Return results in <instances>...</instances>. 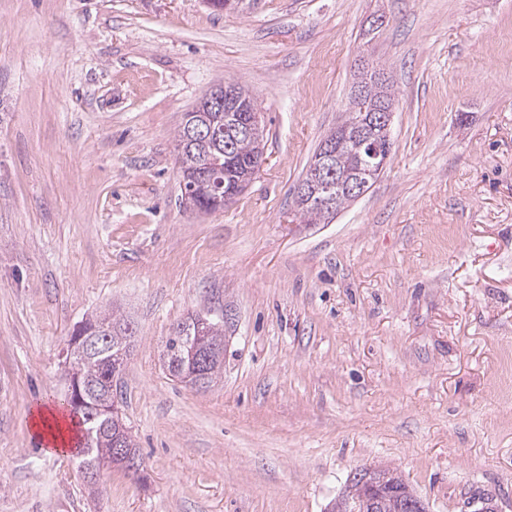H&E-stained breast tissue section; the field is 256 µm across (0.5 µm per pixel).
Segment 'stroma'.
<instances>
[{"label": "stroma", "mask_w": 512, "mask_h": 512, "mask_svg": "<svg viewBox=\"0 0 512 512\" xmlns=\"http://www.w3.org/2000/svg\"><path fill=\"white\" fill-rule=\"evenodd\" d=\"M364 59L394 82L387 166L302 223ZM224 82L263 163L192 212L176 130ZM107 307L142 468L92 498L30 418ZM191 313L224 323L205 390L163 365ZM367 465L428 512H512V0H0V512H324Z\"/></svg>", "instance_id": "1"}]
</instances>
